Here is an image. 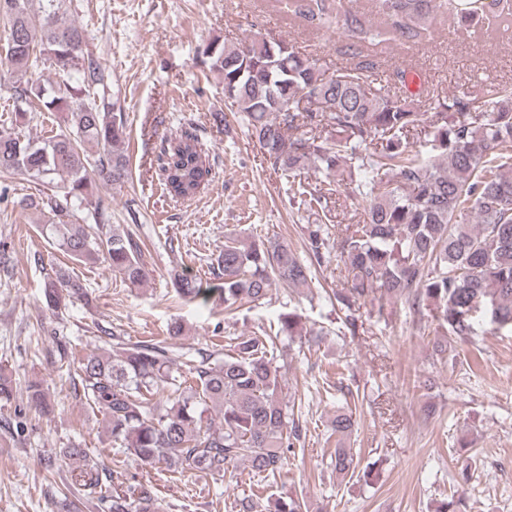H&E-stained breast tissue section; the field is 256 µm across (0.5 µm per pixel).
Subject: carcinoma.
Masks as SVG:
<instances>
[{"label":"carcinoma","instance_id":"obj_1","mask_svg":"<svg viewBox=\"0 0 512 512\" xmlns=\"http://www.w3.org/2000/svg\"><path fill=\"white\" fill-rule=\"evenodd\" d=\"M62 2L0 0L7 72L52 69L58 75L11 84L15 122H30L34 112L59 114L55 134L41 141L1 130L0 173L50 186L51 194L35 206L55 217L46 230L72 260L103 261L126 284L140 286L148 278L141 243L130 230L106 229L111 204L99 194L100 187L128 175L125 113L112 90V73L89 48L85 30L61 12ZM376 2L385 33L406 42L421 40L438 12L512 33V0ZM284 5L325 28L343 16L350 37L374 39L358 15L341 13L344 0ZM197 61L222 75L228 109L245 120L273 170L288 175L290 200L323 208L326 192L302 180L304 170L341 177L350 159L357 165L345 185L368 199L369 207L334 239L328 225H307L308 259L278 238L228 237L215 257L214 279L173 274L179 297L204 304L217 298L226 307L259 302L279 284L310 287L317 268L334 253L347 279V287L334 294L336 302L348 308L378 294L435 307L444 339L432 349L440 359L448 345L475 336L476 312L498 328L512 327V84L438 97L425 125L414 102L375 87L368 68L329 75L282 38L238 44L212 39L199 47ZM310 94L320 97L322 111L297 110ZM420 127L429 145L425 153L410 143ZM160 169L165 190L182 197L199 192L211 174L188 131L166 140ZM80 214L93 223H73ZM43 298L60 312L75 300L89 301V293L58 271L45 282ZM279 323V332L289 337L303 332L294 313L281 315ZM183 335L181 322L174 321L162 340L79 359L77 386L88 404L104 410L112 445L144 468L186 462L216 478L246 463L258 474L279 472L303 429L281 397L282 375L271 352L275 337H243L221 361L201 353L189 360L186 378L173 369L174 345ZM212 409L223 419L218 431L208 417ZM355 425L353 412L343 411L331 431L344 437ZM57 458L72 468L73 490L82 494L64 496L63 512H77L83 497L100 512H163L151 483L123 490L124 481L90 449L71 444L49 462ZM331 466L342 477L356 471L348 448H336ZM273 508L308 512L304 498L292 494L277 498Z\"/></svg>","mask_w":512,"mask_h":512}]
</instances>
